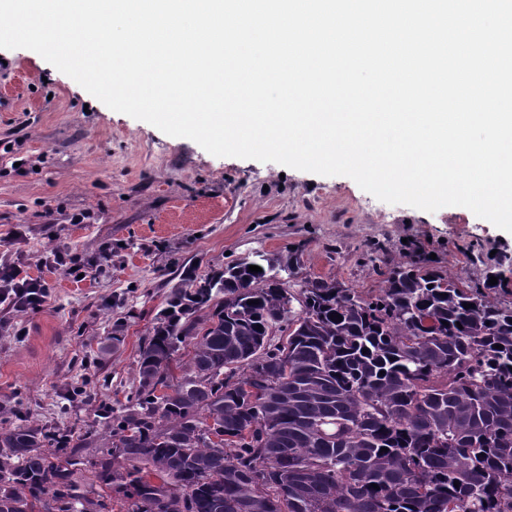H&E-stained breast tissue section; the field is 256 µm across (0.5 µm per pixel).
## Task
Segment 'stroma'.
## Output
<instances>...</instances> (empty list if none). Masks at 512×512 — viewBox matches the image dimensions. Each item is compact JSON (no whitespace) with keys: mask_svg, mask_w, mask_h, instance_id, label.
I'll return each mask as SVG.
<instances>
[{"mask_svg":"<svg viewBox=\"0 0 512 512\" xmlns=\"http://www.w3.org/2000/svg\"><path fill=\"white\" fill-rule=\"evenodd\" d=\"M1 99L0 261L50 290L38 310L0 305V402L17 425L101 431L100 411L124 404L173 288L232 258L294 250L291 290L321 277L363 296L407 260L410 242L463 283L512 268V233L467 208L426 212L346 176L213 156L108 108L29 49H0ZM376 244V264L364 263ZM56 249L81 260L82 278L46 265Z\"/></svg>","mask_w":512,"mask_h":512,"instance_id":"obj_1","label":"stroma"}]
</instances>
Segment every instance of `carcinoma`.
<instances>
[{
    "instance_id": "cac0c4a2",
    "label": "carcinoma",
    "mask_w": 512,
    "mask_h": 512,
    "mask_svg": "<svg viewBox=\"0 0 512 512\" xmlns=\"http://www.w3.org/2000/svg\"><path fill=\"white\" fill-rule=\"evenodd\" d=\"M299 264L175 287L97 437L1 426L0 512H512V278L418 258L294 294Z\"/></svg>"
}]
</instances>
